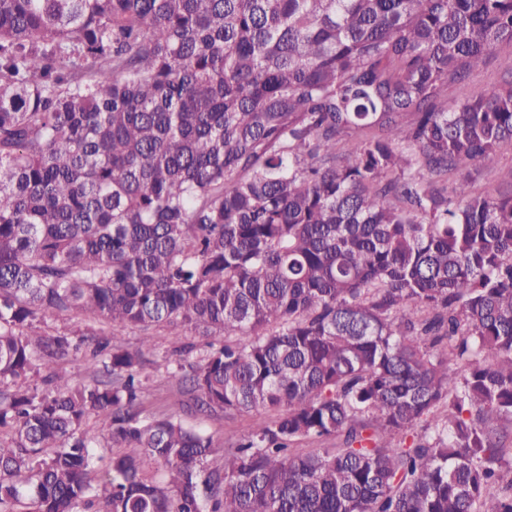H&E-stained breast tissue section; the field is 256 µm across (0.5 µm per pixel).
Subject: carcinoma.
I'll return each mask as SVG.
<instances>
[{"label": "carcinoma", "mask_w": 512, "mask_h": 512, "mask_svg": "<svg viewBox=\"0 0 512 512\" xmlns=\"http://www.w3.org/2000/svg\"><path fill=\"white\" fill-rule=\"evenodd\" d=\"M501 43L512 0H0V512H512V193L439 185L512 54L436 105ZM154 324L239 338L187 407L276 412L220 466L141 417ZM512 53L510 45L498 46L493 51V56L489 61L474 70L469 79L459 85H449L440 96L441 102H456L465 99L474 88L492 90L497 87L501 81V72L499 68L500 60Z\"/></svg>", "instance_id": "1"}]
</instances>
